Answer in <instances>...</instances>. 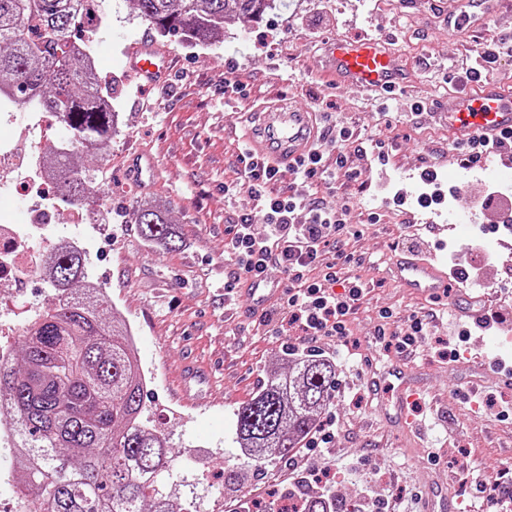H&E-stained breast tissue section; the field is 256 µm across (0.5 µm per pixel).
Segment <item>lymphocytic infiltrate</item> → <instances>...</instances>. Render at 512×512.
<instances>
[{"label":"lymphocytic infiltrate","instance_id":"lymphocytic-infiltrate-1","mask_svg":"<svg viewBox=\"0 0 512 512\" xmlns=\"http://www.w3.org/2000/svg\"><path fill=\"white\" fill-rule=\"evenodd\" d=\"M352 130L338 135L323 132L321 142L294 172L303 180L325 175L353 180L347 144L356 142ZM248 192L262 202L258 211L235 225L227 248L230 262L242 274L280 266L292 283L287 300L266 312L262 326L288 325L306 336L349 335V316L366 290L360 276L346 272L351 255L329 253L330 242H341L349 232V209L332 207L292 188L275 191L279 171L242 154ZM470 211L483 216L491 229L512 228V193L483 185L472 190Z\"/></svg>","mask_w":512,"mask_h":512}]
</instances>
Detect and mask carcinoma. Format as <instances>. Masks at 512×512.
Masks as SVG:
<instances>
[{
    "mask_svg": "<svg viewBox=\"0 0 512 512\" xmlns=\"http://www.w3.org/2000/svg\"><path fill=\"white\" fill-rule=\"evenodd\" d=\"M97 0H0V92L13 104L60 119L71 148L54 147L50 165L64 201L88 204L92 180L76 159L112 140L118 113L95 75L91 44L101 20ZM163 35L207 44L224 26L254 21L275 0H132ZM141 236L168 248L175 234L161 205L135 213ZM48 277L57 303L20 334L19 351L0 357V398L15 426L14 454L0 453V476L22 466L20 493L37 512H199L172 501L178 474L169 438L147 426L146 381L131 327L89 286L90 261L58 250ZM336 391V367L310 354L273 374L234 412L240 454L224 486L242 470L288 459L316 427Z\"/></svg>",
    "mask_w": 512,
    "mask_h": 512,
    "instance_id": "1",
    "label": "carcinoma"
}]
</instances>
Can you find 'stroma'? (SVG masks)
<instances>
[{
	"label": "stroma",
	"instance_id": "stroma-1",
	"mask_svg": "<svg viewBox=\"0 0 512 512\" xmlns=\"http://www.w3.org/2000/svg\"><path fill=\"white\" fill-rule=\"evenodd\" d=\"M468 0H277L247 25H229L218 42L199 45L184 37L158 33L142 19L131 0H98L102 34L92 55L102 82L113 87L119 115L116 134L95 158L83 164L96 171L92 182L104 209L108 234L99 235L88 257L110 307L140 338L153 413L150 427L169 434L185 474L210 475L197 489L206 512H269L273 503L331 487L336 498L357 500L362 492L388 500L394 512H424L434 487L461 499L468 512H498L499 499L512 494V474L499 471L512 458V387L490 368L493 359L512 363V329L473 330L458 338L447 320L453 299L437 300L407 292L388 273L393 255L414 240L428 242L439 263L454 269L466 247L476 244L499 261L512 264V232L487 233L482 225H463L447 240L431 238L427 227L450 223L474 185L502 160L489 154L452 180L461 152L448 126L430 102L474 90L467 78L476 50L512 34V0H497L490 22L463 29L448 24ZM388 39L402 65L394 94L345 87L324 73L322 56L336 38ZM153 41L170 56L167 83L148 86L125 67L128 53ZM241 94L224 92L226 81ZM292 95L322 112L326 127L355 131L364 150L352 155L356 181L327 177L309 180L305 191L350 210L351 234L341 250L362 258L357 273L370 291L351 317L346 336H297L270 332L258 316L224 315L226 279L238 276L225 259L229 228L257 211L259 201L236 182L244 148L232 115L281 95ZM157 160L152 180L134 175L135 155ZM433 167L437 179L420 173ZM444 201L422 208L434 191ZM168 207L179 248L168 250L144 241L134 222L137 208ZM380 223H371L372 214ZM395 325L428 311L443 320L411 354H398L376 336L381 310ZM314 353L336 367V388L321 425L334 432L326 448L266 467L239 488H225L224 464L238 449L232 441L234 412L289 354ZM193 363L210 373L206 383L183 385L180 367ZM407 371L415 395L412 413L428 426L427 435L395 426L390 388L374 396L371 383L392 365ZM473 383L471 399L459 390ZM210 451L200 464L195 449ZM480 469L485 484L460 479L463 466Z\"/></svg>",
	"mask_w": 512,
	"mask_h": 512
}]
</instances>
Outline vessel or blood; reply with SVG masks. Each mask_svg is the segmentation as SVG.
I'll use <instances>...</instances> for the list:
<instances>
[{
	"label": "vessel or blood",
	"mask_w": 512,
	"mask_h": 512,
	"mask_svg": "<svg viewBox=\"0 0 512 512\" xmlns=\"http://www.w3.org/2000/svg\"><path fill=\"white\" fill-rule=\"evenodd\" d=\"M326 64L328 71L347 86L376 92H390L398 87V58L388 44L377 39H336L326 48ZM127 66L150 84L165 82L169 74L167 57L146 42L128 56ZM443 115L449 133L456 140L473 134L499 139L504 131L512 129V84L500 79H485L474 92L450 96ZM245 120L248 153L283 173L305 159L319 141L318 113L290 96L265 103L249 112ZM391 274L402 288L416 294L441 298L448 291V273L433 254L423 249L396 254ZM238 291L247 302V311L257 314L283 301L286 295L279 281L269 279L263 273L246 276ZM455 305L459 323L469 328H485L490 311L486 297L470 295L462 288ZM387 376L397 385V415L400 421H407L413 396L406 375L392 369Z\"/></svg>",
	"instance_id": "vessel-or-blood-1"
}]
</instances>
